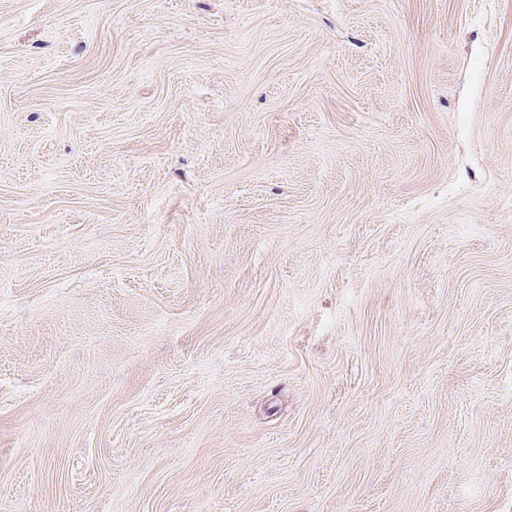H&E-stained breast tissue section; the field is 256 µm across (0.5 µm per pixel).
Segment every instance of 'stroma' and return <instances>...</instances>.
<instances>
[{
  "label": "stroma",
  "mask_w": 512,
  "mask_h": 512,
  "mask_svg": "<svg viewBox=\"0 0 512 512\" xmlns=\"http://www.w3.org/2000/svg\"><path fill=\"white\" fill-rule=\"evenodd\" d=\"M0 512H512V0H0Z\"/></svg>",
  "instance_id": "1"
}]
</instances>
